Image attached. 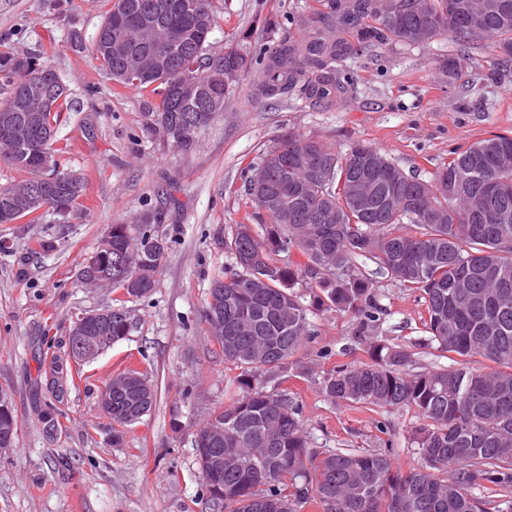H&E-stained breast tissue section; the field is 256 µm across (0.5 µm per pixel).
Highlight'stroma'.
<instances>
[{
	"label": "stroma",
	"instance_id": "35a3bbf8",
	"mask_svg": "<svg viewBox=\"0 0 512 512\" xmlns=\"http://www.w3.org/2000/svg\"><path fill=\"white\" fill-rule=\"evenodd\" d=\"M111 0H0V52L42 58L68 94L55 135L64 167L87 180L81 204L66 221L46 212L38 224H0V389L12 395L18 417L13 448L0 453V512H210L191 441L195 424L227 405L237 374L199 313L209 282L228 267L222 242L252 207L242 170L276 138L292 132L347 151L363 141L405 172L428 178L450 150L491 134L512 133V62L490 72L482 47L458 36L426 46L376 45L348 59L340 73L351 82L329 110L304 100L259 98L255 69L243 71L224 110L197 131L183 153L149 130L157 101L150 91L124 87L90 51ZM213 50L239 33L254 47L290 32L289 17L309 14L316 0H214ZM278 23L269 32L267 20ZM454 57L455 76L439 67ZM167 211L153 225L168 243L152 294L127 302L129 335L70 375L65 342L76 315L110 304L104 288L81 283L77 271L109 225L137 223L147 208ZM49 241L50 249L39 246ZM358 264L373 281L384 310L378 329L414 353V370L439 364L421 346L426 306L367 258ZM315 339L285 371L265 374L267 389L288 393L302 412L310 446L390 451L408 469L413 410L331 402L320 391L324 374L342 363L367 361L348 312H313ZM126 369L147 373L157 403L129 426L120 446L100 395ZM189 401H182L183 392ZM61 414L49 431L45 405ZM182 429L173 430V421Z\"/></svg>",
	"mask_w": 512,
	"mask_h": 512
}]
</instances>
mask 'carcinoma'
<instances>
[{
  "label": "carcinoma",
  "instance_id": "1",
  "mask_svg": "<svg viewBox=\"0 0 512 512\" xmlns=\"http://www.w3.org/2000/svg\"><path fill=\"white\" fill-rule=\"evenodd\" d=\"M165 5L163 13L155 3ZM320 9L297 21V35L266 47L255 94L301 96L327 109L345 90L339 62L390 41L429 45L453 34L482 44L492 66L512 61V0H317ZM118 12L99 26L92 52L112 80L158 96L156 131L185 153L194 149L195 122L211 125L217 115L202 103L228 98L233 84L203 87L184 110L161 89L173 85L185 58L206 65L209 35L217 23L213 0H115ZM206 11L207 23L198 20ZM121 17L142 29L123 52L111 48L107 24ZM176 27L181 37L158 50L154 27ZM250 35L224 47V69L240 75L251 63ZM139 65L128 67L131 57ZM58 82L51 66L32 57L20 61L0 53V154L28 178L0 187V224L23 218L25 199L39 168L45 134L55 133L62 100L54 111L40 105L37 83ZM268 180L271 200L253 189L257 172ZM45 202L66 217L81 195L56 180L43 187ZM244 192L262 233L248 236L237 225L224 248L233 265L213 277L202 320L224 361L239 370L240 393L214 410L203 427L216 429L206 451L194 449L202 485L218 482L224 495L209 497L228 512H300L310 503L322 512H486L484 493L512 487V136L495 134L451 152L429 178L403 171L378 148L358 142L336 152L312 138L281 135L259 162L246 167ZM165 213L147 209L137 224H113L111 248L101 250L94 269L78 278L91 286L123 290L128 299L147 297L166 257L165 241L151 233ZM304 258L297 262L294 257ZM375 263L393 281L420 292L426 304L425 345L451 361L412 371L413 356L402 345L371 332L383 311L373 282L356 265ZM306 277L312 286L294 290ZM125 301L102 312L112 315L104 335L116 343L132 324ZM347 311L358 320V340L369 361L334 367L320 381L335 402L383 408L408 407L418 425L412 432L419 465L403 472L385 452L329 450L309 446L297 405L268 391L262 375L284 369L317 335L308 311ZM495 364L475 371L467 359ZM112 404V444L124 428L155 407L148 376L128 371L123 388L107 383ZM18 420L11 396L0 391V436L15 439Z\"/></svg>",
  "mask_w": 512,
  "mask_h": 512
}]
</instances>
